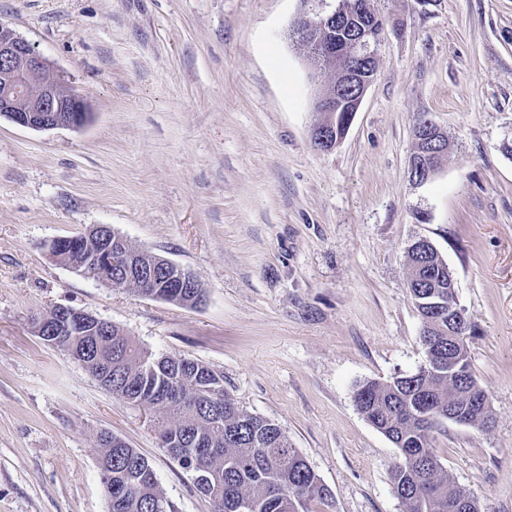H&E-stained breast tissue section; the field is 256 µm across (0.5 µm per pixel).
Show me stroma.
Listing matches in <instances>:
<instances>
[{
  "instance_id": "obj_1",
  "label": "stroma",
  "mask_w": 512,
  "mask_h": 512,
  "mask_svg": "<svg viewBox=\"0 0 512 512\" xmlns=\"http://www.w3.org/2000/svg\"><path fill=\"white\" fill-rule=\"evenodd\" d=\"M387 22L343 139L316 151L300 0H0L82 94L80 127L0 118V512H108L96 436L136 448L176 512H212L159 442L161 422L37 336L57 305L198 360L278 424L330 492L312 512H403L395 445L359 384L426 363L408 246L430 240L471 325L489 428L445 422L432 446L482 512H512V0H370ZM427 116L450 149L411 176ZM107 224L200 281L184 307L112 288L48 253Z\"/></svg>"
}]
</instances>
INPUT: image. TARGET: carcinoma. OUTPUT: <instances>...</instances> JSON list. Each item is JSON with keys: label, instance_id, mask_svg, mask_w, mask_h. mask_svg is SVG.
<instances>
[{"label": "carcinoma", "instance_id": "cac0c4a2", "mask_svg": "<svg viewBox=\"0 0 512 512\" xmlns=\"http://www.w3.org/2000/svg\"><path fill=\"white\" fill-rule=\"evenodd\" d=\"M91 235L68 240L58 256L80 262L98 249ZM409 294L424 324L421 342L425 369L389 382L368 381L358 387V411L400 450L391 472L398 497L408 512H480L471 492L448 478L432 447V430L448 415H459L482 429L490 423L489 405L470 407L480 390L471 371L464 336H448V264L433 247L411 244L407 251ZM155 287L147 297L182 306H198L205 298L199 281L177 287L173 270L151 265ZM88 277L113 288L132 285V270L99 266ZM42 340L67 354L83 358L87 369H111L112 394L153 412L164 423L165 436L186 452L172 458L198 479L197 491L207 497L213 512H237L247 499L251 512H310L328 489L288 435L272 421L240 408L224 391V378L207 365L174 355L155 356L111 323L86 333L73 330ZM100 480L109 512H175V506L156 481L148 459L137 449L116 446L96 437Z\"/></svg>", "mask_w": 512, "mask_h": 512}]
</instances>
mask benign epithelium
I'll return each instance as SVG.
<instances>
[{
  "instance_id": "1",
  "label": "benign epithelium",
  "mask_w": 512,
  "mask_h": 512,
  "mask_svg": "<svg viewBox=\"0 0 512 512\" xmlns=\"http://www.w3.org/2000/svg\"><path fill=\"white\" fill-rule=\"evenodd\" d=\"M305 10L291 30L304 45H321L322 58L311 63L310 77L319 91L312 101L313 110L324 115L314 126V147L327 152L345 136L363 97L372 83L375 64L372 48L382 41L385 23L364 0L359 18L345 10H324L325 0H302ZM334 75L331 82L324 74ZM344 113V122L336 115ZM86 100L72 90L63 78L50 73L49 64L11 27L0 23V117L34 130L79 127L88 119ZM416 151L412 172H421L418 158L442 157L448 152L446 131L431 119L419 121L413 130ZM126 240L108 236L104 246L90 260L107 265L133 263L134 253L126 249Z\"/></svg>"
}]
</instances>
